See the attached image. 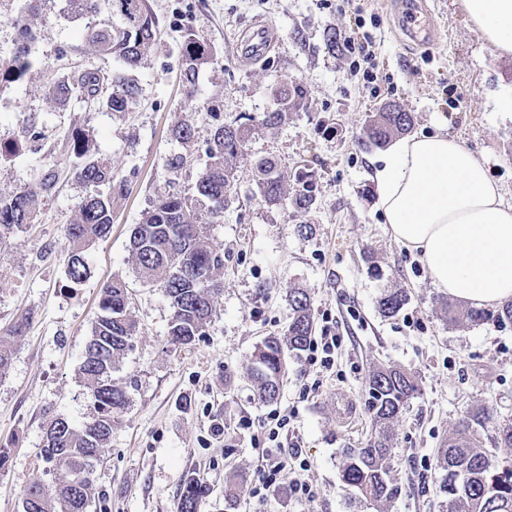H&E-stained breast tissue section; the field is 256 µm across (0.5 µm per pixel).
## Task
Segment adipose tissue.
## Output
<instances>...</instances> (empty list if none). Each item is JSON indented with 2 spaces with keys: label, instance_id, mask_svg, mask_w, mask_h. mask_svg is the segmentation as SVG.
I'll list each match as a JSON object with an SVG mask.
<instances>
[{
  "label": "adipose tissue",
  "instance_id": "obj_1",
  "mask_svg": "<svg viewBox=\"0 0 512 512\" xmlns=\"http://www.w3.org/2000/svg\"><path fill=\"white\" fill-rule=\"evenodd\" d=\"M469 23L512 54V0H460ZM374 182L390 236L417 255L449 297L493 310L512 301V202L497 180L443 130L396 140Z\"/></svg>",
  "mask_w": 512,
  "mask_h": 512
}]
</instances>
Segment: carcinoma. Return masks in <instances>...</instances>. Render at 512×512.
I'll return each mask as SVG.
<instances>
[{"instance_id": "obj_1", "label": "carcinoma", "mask_w": 512, "mask_h": 512, "mask_svg": "<svg viewBox=\"0 0 512 512\" xmlns=\"http://www.w3.org/2000/svg\"><path fill=\"white\" fill-rule=\"evenodd\" d=\"M88 18L83 37L104 54L120 59L124 72L104 74L87 69L65 78L53 87L51 95L66 101L74 94L87 98L103 97L114 112H125L140 95V86L132 78L143 55L153 44L155 20L147 0H69ZM22 42L14 51L13 70L22 74L31 65L30 30L21 34ZM212 55L206 45L185 35L182 45L183 83L194 88L200 71L210 64ZM272 96L281 109L234 125H218L207 139V163L190 195L162 193L142 214L141 221L130 227L129 243L137 274L143 282L163 290L170 302L171 320L168 343L182 349L205 333L215 299L220 294L224 275V254L211 243L209 224L224 211L237 194L233 161L258 127L277 126L288 119V110L300 108L306 96L303 85L294 80L278 81L271 86ZM410 112H392L385 107L371 115L363 131L366 146L382 147L398 133L411 128ZM74 154L80 162L74 176L93 188L79 209L77 219L67 225V273L70 281L80 284L90 272L86 252L112 228V213L117 200L127 194L126 180L117 178L112 161L88 154L77 143ZM253 181L258 193L271 206L289 202L300 212L315 204L312 175L297 178L301 188L288 196L285 177L275 160L265 157L253 166ZM49 177L36 189L24 188L8 199H0V233L34 222L41 193L52 188ZM407 294L401 289L381 295L378 307L393 315L405 305ZM129 291L119 277L100 289L99 312L94 319L80 366V374L92 404L93 414L79 427L63 417L47 423L40 455L51 465L56 483L55 497H49L42 485L34 482L26 489L22 512H88L90 475L100 448L112 436L128 405L126 387L112 380V370L132 349L138 323L128 311ZM289 317L284 336H268L257 347L252 381L262 401L279 395L286 366V355L305 350L312 339L314 319L310 293L296 288L288 295ZM494 320L500 326L512 324V302L497 311L475 307L448 306V322L454 324ZM27 317L19 318L7 336L0 335V375L10 366L14 345L23 338ZM418 391L416 377L400 367L375 370L368 383L366 407L372 415L376 434L364 448L346 450L341 469V486L353 499L386 501L396 492L387 480L391 457L390 429L407 401ZM494 420L491 408H483L463 419L439 449L442 476L439 491L446 498L448 512H512V462L499 458L482 447L476 428ZM207 485L197 476L184 480L179 512H198Z\"/></svg>"}]
</instances>
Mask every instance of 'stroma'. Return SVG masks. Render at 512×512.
<instances>
[{
    "label": "stroma",
    "instance_id": "1",
    "mask_svg": "<svg viewBox=\"0 0 512 512\" xmlns=\"http://www.w3.org/2000/svg\"><path fill=\"white\" fill-rule=\"evenodd\" d=\"M156 40L134 74L141 95L126 112L100 100L56 103L55 81L87 68L121 70L82 37L85 20L67 0H0V198L37 186L56 174L42 194L33 224L0 235V333L20 315L30 325L0 376V512H21L27 487L40 482L47 494L56 483L39 455L51 417L82 425L90 402L79 373L91 336L102 284L122 277L139 325L132 350L113 377L128 388L130 403L100 450L92 479L91 512H178L188 474L210 492L199 512H442L436 453L460 419L493 409L512 419V326L448 322L449 297L435 288L422 264L389 235L378 205L372 157L362 146L369 113L394 103L414 116L413 132L442 126L458 138L503 186L512 200V56L497 54L468 23L457 0H420L433 36L412 40L400 19L403 0H361L376 14V47L389 91L373 99L362 79L350 75L343 52H329L328 30L344 33L350 13L329 0H148ZM276 34L270 53L254 61L241 55L240 34L254 22ZM34 40L32 67L11 75L22 28ZM209 45L212 62L195 92L180 80V43L186 31ZM301 82L303 108L286 123L257 129L235 160L238 189L217 224L213 246L224 254V284L204 336L180 350L167 342L169 303L163 292L139 279L129 249V230L157 194L190 193L205 163V141L218 124L244 122L276 109L275 81ZM192 124L196 140L184 146L174 125ZM85 139L97 156L111 159L129 193L114 207L110 235L88 254L91 274L72 284L67 275L65 228L88 194L71 173L74 140ZM182 154L187 165L170 172ZM275 158L286 179L307 169L316 203L309 212L264 204L252 180V164ZM309 224L311 236L297 227ZM312 297L315 321L331 314L344 341L333 369L289 356L277 400L258 399L248 381L264 337L288 321V293ZM390 288L408 302L393 316L378 300ZM407 369L419 392L392 427L389 478L398 486L390 501L350 499L340 472L346 448L364 447L373 421L365 404L368 380L379 367ZM319 388L303 395L304 384ZM349 419H341L343 405ZM291 416L285 453L302 464L294 479L317 489L310 500L287 485L265 498L242 493L224 500V479L243 485L256 479L267 450L252 443L267 413ZM224 426L215 438L211 424Z\"/></svg>",
    "mask_w": 512,
    "mask_h": 512
}]
</instances>
